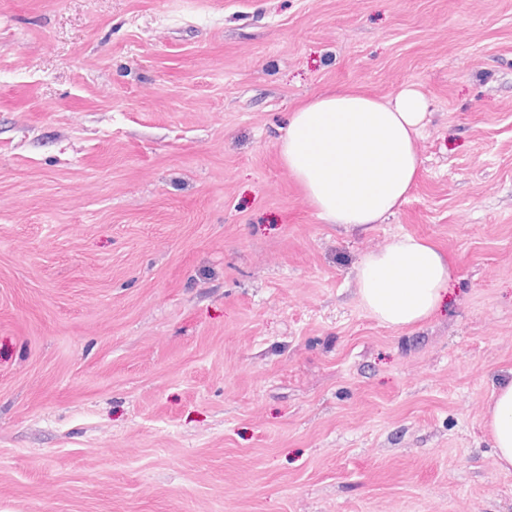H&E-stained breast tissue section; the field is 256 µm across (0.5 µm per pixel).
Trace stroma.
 Wrapping results in <instances>:
<instances>
[{"instance_id":"1","label":"stroma","mask_w":512,"mask_h":512,"mask_svg":"<svg viewBox=\"0 0 512 512\" xmlns=\"http://www.w3.org/2000/svg\"><path fill=\"white\" fill-rule=\"evenodd\" d=\"M413 84L394 216L321 219L277 142ZM451 258L418 326L355 269ZM512 0H0V512H512ZM451 275L448 256L429 239L397 235L357 267L358 301L380 325L409 329L434 313ZM484 417L496 448L495 465L502 471L512 472V379L498 385L484 410Z\"/></svg>"}]
</instances>
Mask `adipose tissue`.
I'll use <instances>...</instances> for the list:
<instances>
[{"instance_id":"adipose-tissue-1","label":"adipose tissue","mask_w":512,"mask_h":512,"mask_svg":"<svg viewBox=\"0 0 512 512\" xmlns=\"http://www.w3.org/2000/svg\"><path fill=\"white\" fill-rule=\"evenodd\" d=\"M428 101L413 86L377 99L355 91L299 104L279 142L289 176L327 222L347 227L383 223L408 199L423 161L417 142ZM447 255L410 234L369 252L356 269L358 301L380 325L405 330L427 320L448 288ZM498 469L512 472V379L484 410Z\"/></svg>"}]
</instances>
